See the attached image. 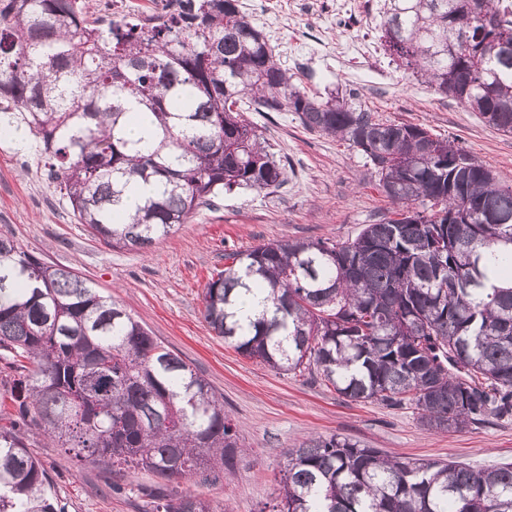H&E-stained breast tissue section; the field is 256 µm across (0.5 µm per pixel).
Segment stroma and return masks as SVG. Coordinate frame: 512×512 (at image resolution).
I'll return each instance as SVG.
<instances>
[{
	"instance_id": "1",
	"label": "stroma",
	"mask_w": 512,
	"mask_h": 512,
	"mask_svg": "<svg viewBox=\"0 0 512 512\" xmlns=\"http://www.w3.org/2000/svg\"><path fill=\"white\" fill-rule=\"evenodd\" d=\"M319 2L250 0L249 8L255 25L275 37L279 62L298 72L309 92L350 93L382 120L425 126L512 185V136L398 68L380 46L381 22L370 9L338 14L341 0H327L325 11ZM364 41L375 45L373 56L350 53ZM247 118L285 163V183L270 194L221 196L146 252L94 238L75 220L44 156L0 136V232L112 297L223 396L241 454L216 483L183 482L180 490L218 501L224 512H272L285 453L319 436L346 437L408 460L475 468L512 463V416L437 433L422 427L410 408L348 401L308 374H279L242 356L210 331L201 314L203 289L223 269L226 252L281 238L344 240L392 209L364 158L346 142L304 130L290 112ZM29 447L67 512H146L151 496L168 488L149 472L122 476L78 462L41 436Z\"/></svg>"
}]
</instances>
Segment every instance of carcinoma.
<instances>
[{
  "label": "carcinoma",
  "instance_id": "obj_1",
  "mask_svg": "<svg viewBox=\"0 0 512 512\" xmlns=\"http://www.w3.org/2000/svg\"><path fill=\"white\" fill-rule=\"evenodd\" d=\"M390 0L381 38L397 65L512 135V0ZM155 116L126 136L125 104ZM0 109L21 116L78 223L147 249L201 205L284 182L245 117L292 112L365 157L395 206L353 238H283L224 253L202 316L243 356L308 371L352 402L408 406L439 432L512 416V187L427 128L323 98L282 67L240 0H169L157 23L89 21L83 0H0ZM154 183L135 215L120 206ZM0 512H65L26 444L192 481L234 466L224 399L72 270L0 235ZM277 512H512V463L403 461L335 435L288 450ZM148 512H223L171 491Z\"/></svg>",
  "mask_w": 512,
  "mask_h": 512
}]
</instances>
